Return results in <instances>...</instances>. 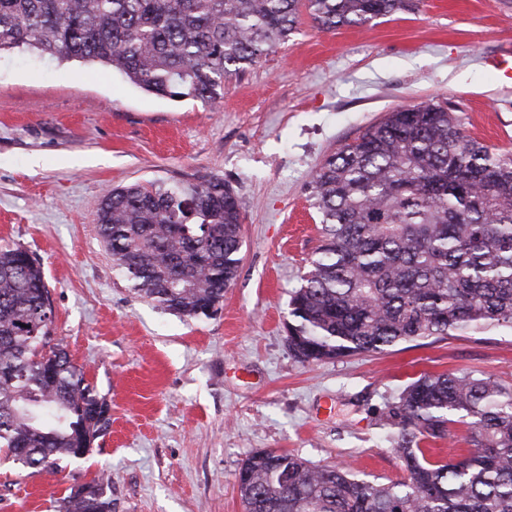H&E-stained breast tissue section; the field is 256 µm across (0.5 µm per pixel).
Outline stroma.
I'll list each match as a JSON object with an SVG mask.
<instances>
[{
  "label": "stroma",
  "instance_id": "1",
  "mask_svg": "<svg viewBox=\"0 0 512 512\" xmlns=\"http://www.w3.org/2000/svg\"><path fill=\"white\" fill-rule=\"evenodd\" d=\"M511 48L512 0H417L332 31L305 16L212 105L97 64L0 53V242L40 259L53 336L112 414L58 474L28 475L0 451V512H57L99 475L112 512H242L239 469L264 449L397 482L387 414L406 385L474 372L512 388L509 328L309 363L285 328L320 240L308 185L324 159L387 112L430 101L512 151V84L485 64ZM210 175L238 197L241 264L218 313L190 319L135 289L95 218L109 188Z\"/></svg>",
  "mask_w": 512,
  "mask_h": 512
}]
</instances>
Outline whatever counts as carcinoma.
Here are the masks:
<instances>
[{"mask_svg":"<svg viewBox=\"0 0 512 512\" xmlns=\"http://www.w3.org/2000/svg\"><path fill=\"white\" fill-rule=\"evenodd\" d=\"M414 0H0V50L99 63L148 93L212 104L226 81L288 41L307 12L332 30L412 9ZM308 188L321 244L289 300L302 362L377 353L469 329H512V154L466 134L448 105L388 112L330 155ZM98 234L164 309L208 315L239 272L242 214L231 185L131 184L106 192ZM41 263L0 246V449L57 474L108 432L110 407L59 343ZM407 473L380 485L345 465L252 453L244 512H512V389L474 373L422 375L389 411ZM471 428L456 458L424 439ZM59 512H112L93 479Z\"/></svg>","mask_w":512,"mask_h":512,"instance_id":"1","label":"carcinoma"}]
</instances>
